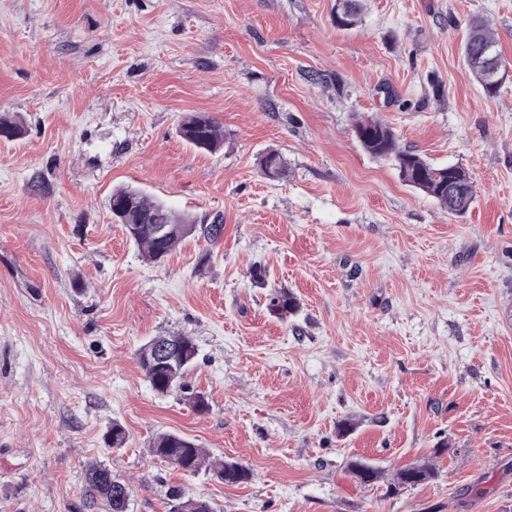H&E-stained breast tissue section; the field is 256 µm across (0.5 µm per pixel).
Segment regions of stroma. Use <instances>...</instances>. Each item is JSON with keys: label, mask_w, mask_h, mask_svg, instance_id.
I'll return each instance as SVG.
<instances>
[{"label": "stroma", "mask_w": 512, "mask_h": 512, "mask_svg": "<svg viewBox=\"0 0 512 512\" xmlns=\"http://www.w3.org/2000/svg\"><path fill=\"white\" fill-rule=\"evenodd\" d=\"M333 4L0 0V113L25 127L0 138V512H106L84 505L94 463L133 512L174 487L215 512H512V75L486 95L461 56L480 18L512 67V0H367L350 30ZM197 112L218 151L180 137ZM363 116L464 167L470 211L366 153ZM268 149L286 179L262 175ZM127 186L221 237L144 260L109 209ZM166 332L196 343L208 411L146 381L136 352ZM165 431L251 480L154 458ZM414 464L433 479L387 494ZM260 171L266 179L280 180L288 173V161L278 150H268L258 159ZM299 308L297 299L286 291H275L269 297L267 309L269 313L278 319L287 320L294 315Z\"/></svg>", "instance_id": "obj_1"}]
</instances>
